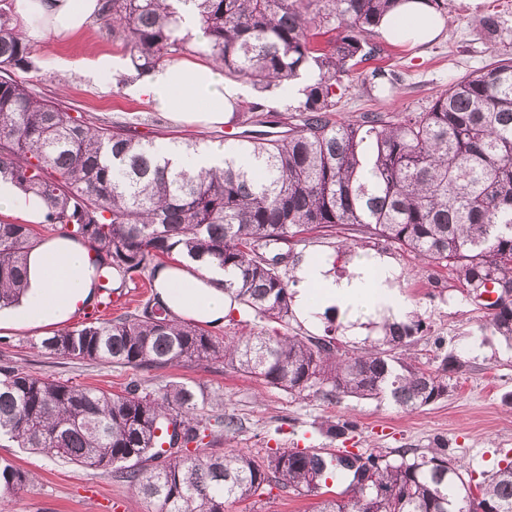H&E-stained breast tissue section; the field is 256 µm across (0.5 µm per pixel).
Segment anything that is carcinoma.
<instances>
[{"label":"carcinoma","mask_w":512,"mask_h":512,"mask_svg":"<svg viewBox=\"0 0 512 512\" xmlns=\"http://www.w3.org/2000/svg\"><path fill=\"white\" fill-rule=\"evenodd\" d=\"M399 0H102L100 19L121 42L136 76L182 55L204 57L224 75L271 91L315 73L285 131L244 130L224 146V167L193 173L160 163L135 123H101L28 88L15 72L35 68L21 20L0 7V180L41 196L46 222L95 252L100 301L171 263L190 260L230 272L224 293L239 311L273 322L292 316L282 246L305 231L353 230L341 242L355 253L387 240L462 288L512 289V57L449 85L421 112H365L334 121L342 78L375 48L372 28ZM193 7L207 41L180 34V9ZM369 90L393 91L398 78L372 70ZM245 157L252 164L244 166ZM31 224L0 221V306L27 283ZM489 313L487 327L512 343V301ZM425 321L383 319V337L358 353L335 338L286 332L220 340L172 316L158 294L107 321L85 322L41 339L50 355L101 361L135 371L222 361L256 381L295 393L392 400L414 411L448 394L462 367L444 355L422 368L398 350ZM198 394L175 385L160 396L131 378L119 393L61 382L0 365V440L88 468L121 470L155 512H224L281 484L318 492L336 475L351 493L319 512H461L468 494L461 465L443 450L398 457L330 456L276 448L258 461L227 448H202ZM30 474L0 463V492L29 487ZM489 512H512V459L478 483Z\"/></svg>","instance_id":"obj_1"}]
</instances>
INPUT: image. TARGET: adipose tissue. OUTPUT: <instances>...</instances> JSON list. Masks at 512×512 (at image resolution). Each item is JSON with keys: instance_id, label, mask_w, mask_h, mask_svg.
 <instances>
[{"instance_id": "1", "label": "adipose tissue", "mask_w": 512, "mask_h": 512, "mask_svg": "<svg viewBox=\"0 0 512 512\" xmlns=\"http://www.w3.org/2000/svg\"><path fill=\"white\" fill-rule=\"evenodd\" d=\"M99 0H13V11L23 21L29 40L48 34L83 30L96 17ZM409 20L405 39L420 45L439 33L429 0H401L396 18ZM132 97L151 103L174 121L221 126L233 115V102L246 94V86L225 79L214 64L182 60L157 68L130 85ZM94 252L69 234L38 243L28 253L29 280L17 304L0 309V328L54 329L64 326L77 306L95 298ZM396 267L376 255L353 264L338 276L331 262L312 257L296 268L298 280L294 308L308 322L325 311L354 317L360 310L399 320L410 317L412 306L395 285ZM160 300L175 315L213 325L223 324L233 308L224 294V270L213 266L197 272L173 264L157 277Z\"/></svg>"}]
</instances>
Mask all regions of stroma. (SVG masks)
I'll list each match as a JSON object with an SVG mask.
<instances>
[{
  "instance_id": "35a3bbf8",
  "label": "stroma",
  "mask_w": 512,
  "mask_h": 512,
  "mask_svg": "<svg viewBox=\"0 0 512 512\" xmlns=\"http://www.w3.org/2000/svg\"><path fill=\"white\" fill-rule=\"evenodd\" d=\"M438 13L440 33L429 44L385 39L379 30L368 36L377 53L358 64L345 77V92L334 120L354 122L365 112H419L448 85L482 69L503 56H512V0H446ZM497 14L500 31L490 39L479 21ZM36 62L20 78L38 95L103 121L138 123L146 138L165 143L192 140L204 147L223 145L225 129H208L171 122L146 101L129 96L111 79L95 83L70 68V60L98 54L121 55L107 27L96 20L67 38L52 35L31 45ZM383 67L396 71V92L380 95L366 91L360 72ZM290 266L306 257H331L337 273H345L347 257L338 253V239L320 232H306L289 244ZM360 256L388 258L399 270L397 286L428 325L407 347L406 357L432 368L439 355L458 356L459 371L451 373L448 394L434 404L408 412L393 402L344 397L328 399L310 391L297 394L260 384L220 362L185 364L133 374L132 370L95 361H71L37 351L39 337L33 330L0 329V362L12 361L30 373L60 381L121 391L132 376H139L146 391L159 394L168 385L182 383L203 392L197 416L209 423L210 448H235L254 458H265L272 448H305L336 452L354 448L362 453L397 455L399 450L430 453L445 449L449 458L462 462L463 478L495 471L506 451L512 450V344L486 328L487 311L449 279L446 269L421 264L397 245L379 241L360 249ZM334 326L337 338L350 347H362L373 330L356 333L351 322L320 320L311 325L299 316L288 323L259 319L240 313L212 327L218 337L245 332L269 336L295 330L303 335H324ZM234 417L233 430L214 426L216 417ZM350 421L352 432L340 439L322 434L321 425ZM20 466L36 476L29 489L0 495V512H154L153 504L122 481L118 471L85 468L46 454H34L11 445L0 446V461ZM340 488L322 487L318 495L298 496L274 485L263 495L243 501H226L224 512H317L322 500L335 497Z\"/></svg>"
}]
</instances>
